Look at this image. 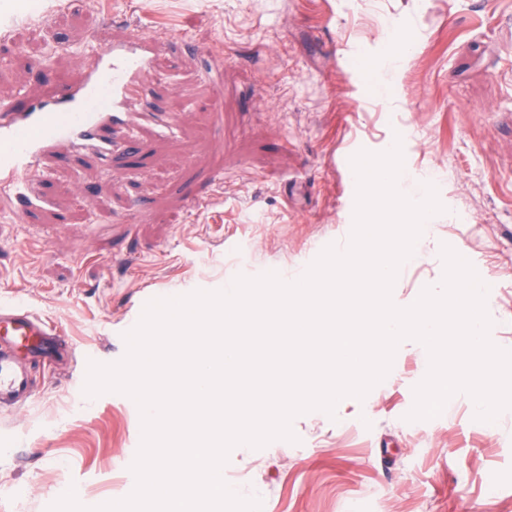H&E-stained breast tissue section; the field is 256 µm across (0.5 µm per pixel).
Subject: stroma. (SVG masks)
<instances>
[{"instance_id":"stroma-1","label":"stroma","mask_w":512,"mask_h":512,"mask_svg":"<svg viewBox=\"0 0 512 512\" xmlns=\"http://www.w3.org/2000/svg\"><path fill=\"white\" fill-rule=\"evenodd\" d=\"M0 0V102L46 97L82 75L91 40L166 34L144 78L170 128L140 129L116 175L75 154L42 177L30 210L0 213V300L55 324L69 345L33 365L34 394L0 407V512L127 497L141 443L130 397L84 395L86 363L126 352L136 302L292 282L347 245L357 184L349 155L395 136L412 178L446 210L431 234L465 250L492 288L489 336L512 349V0ZM402 26L419 52L392 71ZM225 59L224 112L200 73ZM425 347L399 345L386 377L334 414L295 417V441L234 447L224 466L262 512H512V409L476 420L466 393L408 420ZM370 413H360L361 403ZM497 490H489V477Z\"/></svg>"}]
</instances>
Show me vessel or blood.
Wrapping results in <instances>:
<instances>
[{"mask_svg": "<svg viewBox=\"0 0 512 512\" xmlns=\"http://www.w3.org/2000/svg\"><path fill=\"white\" fill-rule=\"evenodd\" d=\"M157 37L142 31L92 47L82 80L48 101L0 105V212L22 215L38 172L66 147L96 151L105 160L133 152L141 125L137 105L151 92L141 80ZM125 135L114 138L116 127ZM61 336L19 303L0 304V404L24 403L33 381L21 358L47 356Z\"/></svg>", "mask_w": 512, "mask_h": 512, "instance_id": "obj_1", "label": "vessel or blood"}]
</instances>
